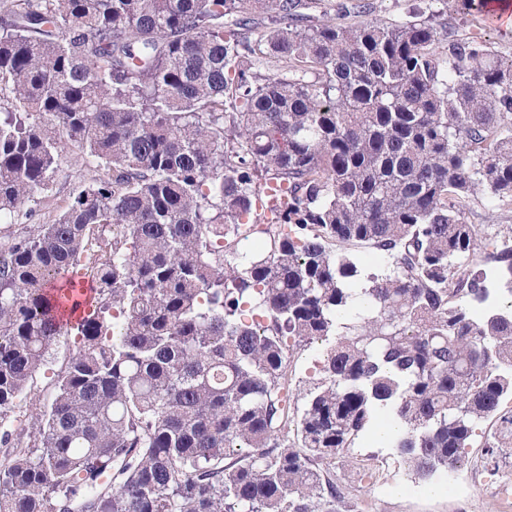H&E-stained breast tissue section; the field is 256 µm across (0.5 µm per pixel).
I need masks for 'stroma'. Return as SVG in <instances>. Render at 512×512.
Listing matches in <instances>:
<instances>
[{"mask_svg": "<svg viewBox=\"0 0 512 512\" xmlns=\"http://www.w3.org/2000/svg\"><path fill=\"white\" fill-rule=\"evenodd\" d=\"M369 2L372 17L385 21L403 19L413 10L425 14L437 12L438 25L449 29L456 38L483 42L500 57H512V23H486L482 12L459 11L455 0ZM99 173V167L87 162L77 145H68L53 184L19 209L9 223L0 224V232L6 234L26 225L55 222ZM75 349V339L71 336L54 346L50 364L36 374L27 392L23 403L27 414H34L37 405L51 398L54 375ZM499 426L495 418L482 423L456 470L438 472L427 483L415 482L392 449L371 433L347 450L350 464L337 468L336 477L348 488L354 512H512V497L504 496L499 490L501 484L512 483V449L500 461L501 474H492L486 464L484 435Z\"/></svg>", "mask_w": 512, "mask_h": 512, "instance_id": "1", "label": "stroma"}]
</instances>
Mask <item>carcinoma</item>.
Returning a JSON list of instances; mask_svg holds the SVG:
<instances>
[{
  "label": "carcinoma",
  "mask_w": 512,
  "mask_h": 512,
  "mask_svg": "<svg viewBox=\"0 0 512 512\" xmlns=\"http://www.w3.org/2000/svg\"><path fill=\"white\" fill-rule=\"evenodd\" d=\"M310 0H0V221L74 142L108 177L0 242V512H350L333 465L390 412L414 478L497 417L512 310L472 264L512 210V58L434 14ZM263 32L240 36L244 14ZM288 201L254 216L261 187ZM392 269L359 281L351 245ZM512 294V248L493 251ZM91 311L65 326L77 266ZM31 425L15 401L70 335ZM325 342L303 408L290 357ZM468 221L470 224H505L499 229L507 235L510 226L506 224L512 225V212L492 210L486 199L479 197L468 214Z\"/></svg>",
  "instance_id": "carcinoma-1"
}]
</instances>
